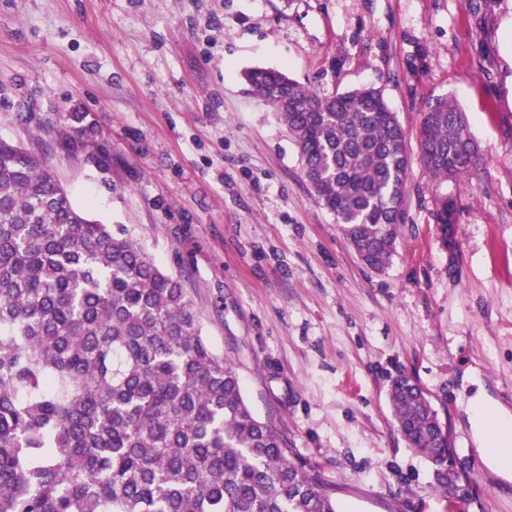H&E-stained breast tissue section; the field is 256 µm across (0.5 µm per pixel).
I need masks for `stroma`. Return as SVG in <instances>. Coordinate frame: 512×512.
I'll return each instance as SVG.
<instances>
[{"label": "stroma", "instance_id": "1", "mask_svg": "<svg viewBox=\"0 0 512 512\" xmlns=\"http://www.w3.org/2000/svg\"><path fill=\"white\" fill-rule=\"evenodd\" d=\"M512 0H0V137L178 277L256 415L345 512H512L478 449V388L512 410ZM330 96L380 88L417 149L429 102L466 113L482 162L449 187L443 244L413 163L397 249L367 268L319 206L245 70ZM85 116L86 132L62 127ZM416 380L474 481L456 510L389 399Z\"/></svg>", "mask_w": 512, "mask_h": 512}]
</instances>
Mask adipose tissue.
<instances>
[{
	"mask_svg": "<svg viewBox=\"0 0 512 512\" xmlns=\"http://www.w3.org/2000/svg\"><path fill=\"white\" fill-rule=\"evenodd\" d=\"M485 394L470 399L469 420L475 427L474 436L489 467L503 478L512 477V412L497 407L495 417L485 415Z\"/></svg>",
	"mask_w": 512,
	"mask_h": 512,
	"instance_id": "1",
	"label": "adipose tissue"
}]
</instances>
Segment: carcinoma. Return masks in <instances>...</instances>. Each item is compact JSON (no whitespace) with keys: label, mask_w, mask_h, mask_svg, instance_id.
<instances>
[{"label":"carcinoma","mask_w":512,"mask_h":512,"mask_svg":"<svg viewBox=\"0 0 512 512\" xmlns=\"http://www.w3.org/2000/svg\"><path fill=\"white\" fill-rule=\"evenodd\" d=\"M244 78L278 112L317 201L383 271L413 159L381 90L324 96L266 68ZM419 161L446 242L454 202L442 187L480 164L452 100L425 112ZM390 400L404 440L448 489L451 442L432 402L405 376ZM0 512H342L336 488L254 413L180 278L3 139Z\"/></svg>","instance_id":"carcinoma-1"}]
</instances>
